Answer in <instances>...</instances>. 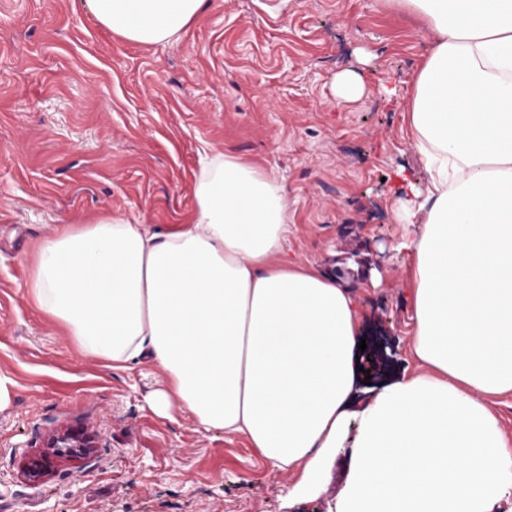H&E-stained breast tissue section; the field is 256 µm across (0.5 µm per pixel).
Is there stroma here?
I'll use <instances>...</instances> for the list:
<instances>
[{
	"instance_id": "obj_1",
	"label": "stroma",
	"mask_w": 512,
	"mask_h": 512,
	"mask_svg": "<svg viewBox=\"0 0 512 512\" xmlns=\"http://www.w3.org/2000/svg\"><path fill=\"white\" fill-rule=\"evenodd\" d=\"M432 42L398 0H211L156 45L101 27L83 0H0V512H328L348 454L318 498L291 499L296 473L244 437L152 407L163 370L81 351L35 307L30 257L100 215L187 222L200 152L230 153L283 186L289 257L358 294L377 377L415 369L396 191L429 180L409 108ZM346 71L365 86L353 102L334 92ZM67 430L93 437L91 458L29 482L23 457Z\"/></svg>"
}]
</instances>
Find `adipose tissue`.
<instances>
[{"label":"adipose tissue","instance_id":"ef3b65f1","mask_svg":"<svg viewBox=\"0 0 512 512\" xmlns=\"http://www.w3.org/2000/svg\"><path fill=\"white\" fill-rule=\"evenodd\" d=\"M141 44L178 39L207 0H85ZM435 42L410 126L430 173L401 204L411 272L413 372L363 383L356 296L287 256L275 175L203 153L188 223L160 231L108 215L43 242L27 283L78 347L160 367L170 398L206 430L245 437L294 495L328 512H493L512 493V439L492 410L512 393V0H400Z\"/></svg>","mask_w":512,"mask_h":512}]
</instances>
